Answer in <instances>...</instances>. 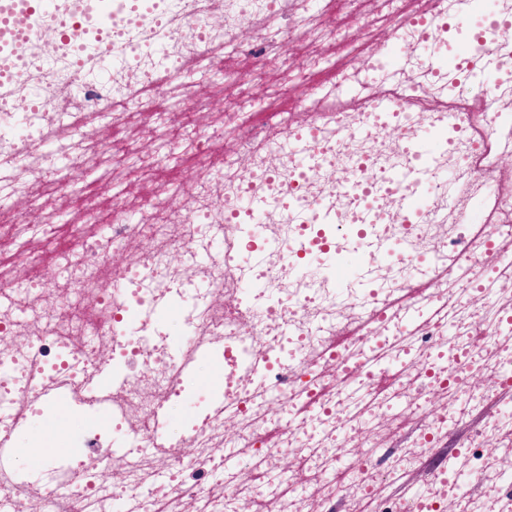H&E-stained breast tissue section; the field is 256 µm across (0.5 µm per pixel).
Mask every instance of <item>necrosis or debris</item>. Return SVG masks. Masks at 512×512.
Returning <instances> with one entry per match:
<instances>
[{
  "instance_id": "1",
  "label": "necrosis or debris",
  "mask_w": 512,
  "mask_h": 512,
  "mask_svg": "<svg viewBox=\"0 0 512 512\" xmlns=\"http://www.w3.org/2000/svg\"><path fill=\"white\" fill-rule=\"evenodd\" d=\"M475 3L382 0L353 32L356 0H58L82 17L69 40L46 26L0 47V67L25 61L0 93V194L26 203L0 208V506L512 512V404L456 437L495 395L477 379L512 387V266L496 258L512 193L492 148L512 135V0L491 20ZM299 36L306 50L283 59ZM327 43L357 59L337 87L365 71L381 87L320 107ZM219 48L252 66L225 70L232 92L203 125L194 72ZM488 68L490 96L476 81ZM425 129L440 149L426 161L431 204L412 211L394 177ZM185 163L193 182L177 177ZM88 166L97 181L75 182ZM132 184L142 222L127 217ZM489 203L474 233L469 213ZM186 291L191 306L174 307ZM247 357L262 376L239 373ZM203 361L222 378L191 380ZM65 412L86 419L73 451L43 455L32 479L12 450L33 426L55 436ZM120 436L131 445L117 451ZM426 457L422 495H382Z\"/></svg>"
}]
</instances>
